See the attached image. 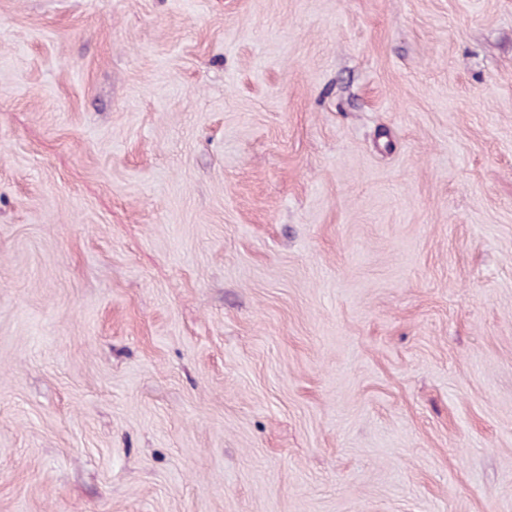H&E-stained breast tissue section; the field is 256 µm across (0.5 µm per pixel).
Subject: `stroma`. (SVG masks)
<instances>
[{
	"instance_id": "35a3bbf8",
	"label": "stroma",
	"mask_w": 512,
	"mask_h": 512,
	"mask_svg": "<svg viewBox=\"0 0 512 512\" xmlns=\"http://www.w3.org/2000/svg\"><path fill=\"white\" fill-rule=\"evenodd\" d=\"M0 512H512V0H0Z\"/></svg>"
}]
</instances>
